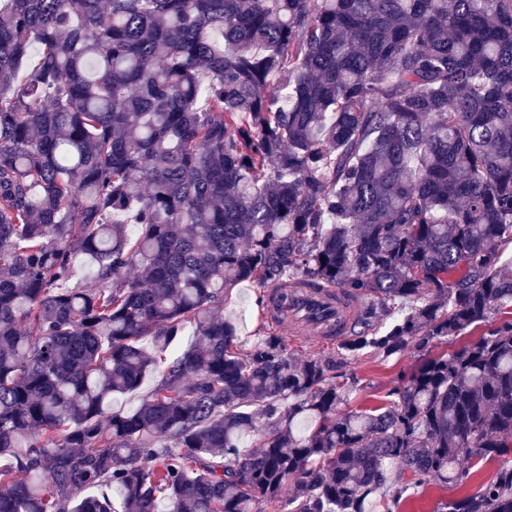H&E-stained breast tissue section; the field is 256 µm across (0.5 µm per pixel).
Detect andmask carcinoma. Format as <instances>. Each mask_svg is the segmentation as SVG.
Listing matches in <instances>:
<instances>
[{
  "mask_svg": "<svg viewBox=\"0 0 512 512\" xmlns=\"http://www.w3.org/2000/svg\"><path fill=\"white\" fill-rule=\"evenodd\" d=\"M511 264L512 0H0V512H512ZM243 281L418 363L342 413ZM259 289L248 282L237 285L224 302L221 313L224 320H230L236 326L238 338L247 343L246 347L263 337L257 331L260 317L254 304ZM157 380H159L157 373L150 374L145 378L143 384L137 390L117 396L112 401V411L122 412L136 407L142 399L146 398L148 393L157 383ZM441 495L444 497V499L450 500L458 497L459 491L450 485L448 486V490H445L440 494H434L430 491L418 493L413 496L414 500L411 509H415L416 512H430Z\"/></svg>",
  "mask_w": 512,
  "mask_h": 512,
  "instance_id": "obj_1",
  "label": "carcinoma"
}]
</instances>
